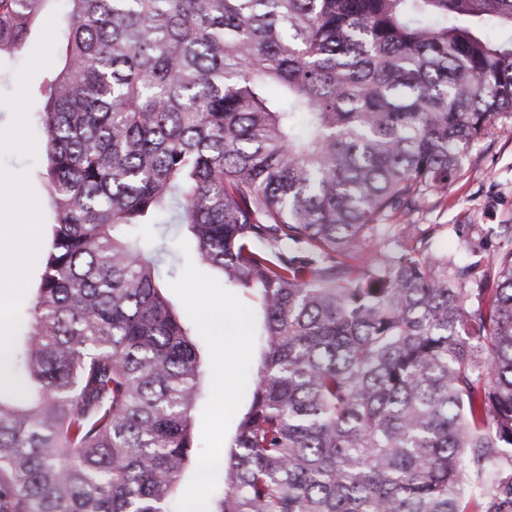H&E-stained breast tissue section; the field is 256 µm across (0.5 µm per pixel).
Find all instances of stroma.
I'll list each match as a JSON object with an SVG mask.
<instances>
[{"mask_svg":"<svg viewBox=\"0 0 512 512\" xmlns=\"http://www.w3.org/2000/svg\"><path fill=\"white\" fill-rule=\"evenodd\" d=\"M61 11V4H54L49 23L32 32L16 60L0 66V198L11 201L9 207L0 209V225L11 224L17 234L23 233L29 210L37 211L42 235L50 234L53 222L46 193L45 137L36 114L44 104L39 86L64 57L57 28ZM407 219L420 229L434 227L429 241L433 252L459 264L478 257L490 259L504 226L512 225V117L495 119L489 136L463 157L446 198L423 197ZM142 233L161 254L160 284L189 325L204 369L202 397L193 415L198 448L177 496L167 505V512H182L196 484L198 464L224 453L225 398L237 404L247 401L246 384L261 352L262 315L252 298L225 288L222 277L197 259L183 226L148 225ZM45 258L42 247L26 252L25 286L14 293L5 311L10 324H19L32 307ZM215 305L248 319L242 352L229 372L224 369V345L205 317ZM226 385L232 390L228 397L222 392Z\"/></svg>","mask_w":512,"mask_h":512,"instance_id":"35a3bbf8","label":"stroma"}]
</instances>
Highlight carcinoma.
<instances>
[{
  "mask_svg": "<svg viewBox=\"0 0 512 512\" xmlns=\"http://www.w3.org/2000/svg\"><path fill=\"white\" fill-rule=\"evenodd\" d=\"M55 0H0V60ZM39 123L53 231L0 364V512H165L203 368L133 235L187 227L264 313L187 512H512V230L398 244L512 116V0H62ZM492 292L490 310L469 295Z\"/></svg>",
  "mask_w": 512,
  "mask_h": 512,
  "instance_id": "cac0c4a2",
  "label": "carcinoma"
}]
</instances>
